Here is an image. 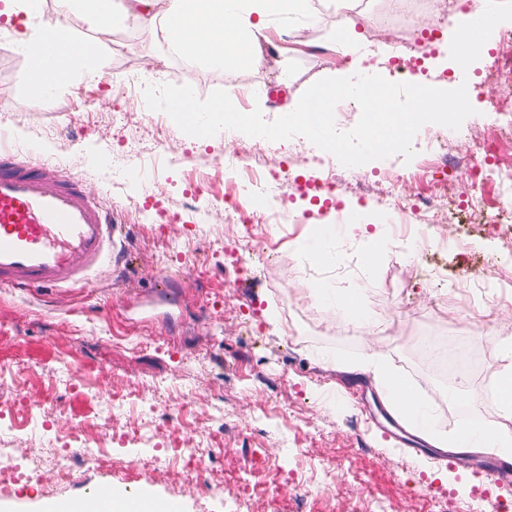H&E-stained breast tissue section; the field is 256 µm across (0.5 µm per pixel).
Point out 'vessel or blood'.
<instances>
[{"label":"vessel or blood","instance_id":"1","mask_svg":"<svg viewBox=\"0 0 512 512\" xmlns=\"http://www.w3.org/2000/svg\"><path fill=\"white\" fill-rule=\"evenodd\" d=\"M0 133V287L69 288L111 261L117 227L88 197L80 178L33 164L5 145ZM483 471L512 484V459L486 457ZM105 512H183L177 498L144 497L137 487L101 479L87 488Z\"/></svg>","mask_w":512,"mask_h":512}]
</instances>
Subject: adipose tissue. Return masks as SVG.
Segmentation results:
<instances>
[{"label":"adipose tissue","mask_w":512,"mask_h":512,"mask_svg":"<svg viewBox=\"0 0 512 512\" xmlns=\"http://www.w3.org/2000/svg\"><path fill=\"white\" fill-rule=\"evenodd\" d=\"M57 18L71 42L70 47L49 44L45 32H20L17 43L24 50L32 67L29 82L37 84L43 78L42 68L55 60L52 87H59L76 72L87 77L101 75L106 58L99 46L79 38L73 26L81 20L94 32L111 33L117 18L134 21L141 29L153 30L162 22L169 41L185 58L210 65L233 61L239 66L260 64L256 51L265 34L268 20L293 22L310 16L311 0H59ZM500 347L506 364L498 398V414L505 424L489 441L497 452L512 454V338L501 340Z\"/></svg>","instance_id":"obj_1"}]
</instances>
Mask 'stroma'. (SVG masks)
Masks as SVG:
<instances>
[{"instance_id": "obj_1", "label": "stroma", "mask_w": 512, "mask_h": 512, "mask_svg": "<svg viewBox=\"0 0 512 512\" xmlns=\"http://www.w3.org/2000/svg\"><path fill=\"white\" fill-rule=\"evenodd\" d=\"M307 22L272 21L275 59L224 67L175 56L168 42L128 21L122 43L103 42L108 66L90 81L74 74L46 99L27 94L30 64L15 41L22 16H0V128L13 131L24 160L49 162L81 176L85 191L115 217L126 252L73 288H0V404L22 398L0 421V461L29 449L40 490L13 500V512H40L42 501L76 499L97 471L74 470L57 482L56 433L82 429L89 452L111 447L112 480L144 486L147 495L182 498L185 512H503L512 486L448 467L444 453L423 449L411 427L396 430L371 375L344 367L375 355L426 403L434 428L459 447L456 416L478 424L481 440L496 427L488 401L450 397L416 349L424 318L451 311L446 333L460 335L453 313L483 322L465 336L468 349L501 366L499 339L512 331V246L483 224H421L402 234L379 195L359 198L356 182L381 180L401 166L395 187L404 202L428 193L422 173L432 157L395 155L352 168L334 195L347 218L314 207L306 158L318 149L304 137L273 146L263 166L286 170L283 196L252 200L256 213L282 207L305 213L302 224H236L224 219V174L231 148L223 134L196 139L150 110L144 84L192 85L199 97L234 90L244 112L281 117L315 81L337 69V0H312ZM491 53L467 69L476 113L452 150L462 164L446 194L468 200L465 170L473 141L494 121L486 103L503 87L486 76ZM305 242L330 255L307 261ZM462 292L450 290L453 282ZM326 286V297L308 288ZM355 293L372 323L392 321L391 335L353 330L335 296ZM135 397H128L129 389ZM112 417L141 426L143 439L109 443L98 414L111 395ZM206 449L211 465L194 487L183 486L166 454L153 453L155 425ZM153 458L151 467L137 466ZM323 486L304 497L302 484Z\"/></svg>"}]
</instances>
